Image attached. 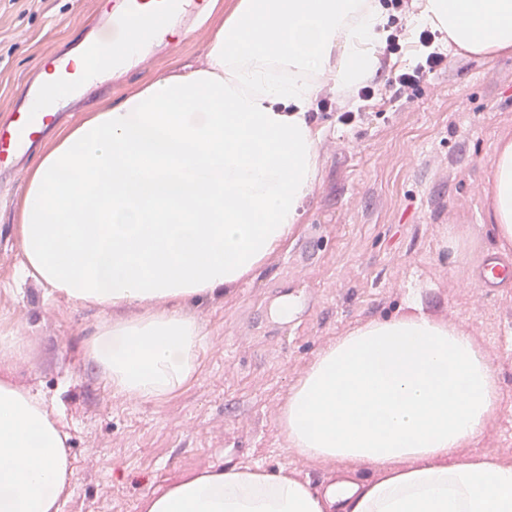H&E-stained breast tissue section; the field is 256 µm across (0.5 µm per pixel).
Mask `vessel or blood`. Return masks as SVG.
<instances>
[{
    "label": "vessel or blood",
    "instance_id": "1",
    "mask_svg": "<svg viewBox=\"0 0 512 512\" xmlns=\"http://www.w3.org/2000/svg\"><path fill=\"white\" fill-rule=\"evenodd\" d=\"M207 5L208 0H112L111 9L105 14L104 32L112 37L116 68L126 65L124 46L128 34L138 32L142 48H149L163 35L158 20L178 23L202 14ZM99 48L96 41L86 45L85 68L49 62L26 82L23 94L30 98V107L11 109L8 119L0 123V172L14 168L57 122L58 97L86 84ZM507 281H512V264L485 263L481 272L482 287L495 288Z\"/></svg>",
    "mask_w": 512,
    "mask_h": 512
}]
</instances>
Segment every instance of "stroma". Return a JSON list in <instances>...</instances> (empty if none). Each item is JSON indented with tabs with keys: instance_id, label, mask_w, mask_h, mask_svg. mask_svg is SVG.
I'll list each match as a JSON object with an SVG mask.
<instances>
[{
	"instance_id": "stroma-1",
	"label": "stroma",
	"mask_w": 512,
	"mask_h": 512,
	"mask_svg": "<svg viewBox=\"0 0 512 512\" xmlns=\"http://www.w3.org/2000/svg\"><path fill=\"white\" fill-rule=\"evenodd\" d=\"M97 2L0 0V112L47 53H72L82 29L96 27ZM233 2L211 0L203 30L177 49L161 45L123 74L102 73L63 103L56 130L173 66L199 64L214 19ZM437 45L448 68L411 98L352 101L365 114L352 127L318 112V176L294 234L254 276L181 303L202 329L199 368L158 400L113 391L88 351L100 326L133 320L141 306L79 302L22 273L19 209L51 136L0 175V334L23 339L19 356H0V379L43 394L67 435L74 476L60 512H142L166 485L229 466L281 470L315 486L336 466L291 448L278 410L322 349L408 313L412 292L429 317L468 332L499 379L498 411L454 459L512 466V288L484 291L477 275L499 250L491 163L498 143L512 139V48L478 55L445 37ZM285 294L297 309L283 322L271 307Z\"/></svg>"
}]
</instances>
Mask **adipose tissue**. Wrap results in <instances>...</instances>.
<instances>
[{"label": "adipose tissue", "mask_w": 512, "mask_h": 512, "mask_svg": "<svg viewBox=\"0 0 512 512\" xmlns=\"http://www.w3.org/2000/svg\"><path fill=\"white\" fill-rule=\"evenodd\" d=\"M362 0H238L198 67L102 102L30 174L22 271L70 298L138 304L89 344L113 389L169 396L198 370V324L176 308L255 274L292 235L318 174L310 110L322 84L359 82L384 38ZM411 28L473 53L512 48V0H421ZM269 37L259 40L257 28ZM494 230L512 245V140L492 158ZM500 388L463 329L421 312L325 348L279 412L299 454L377 477L312 490L225 467L148 496L144 512H512V466L447 458L495 414ZM66 436L39 393L0 381V512H59Z\"/></svg>", "instance_id": "adipose-tissue-1"}]
</instances>
